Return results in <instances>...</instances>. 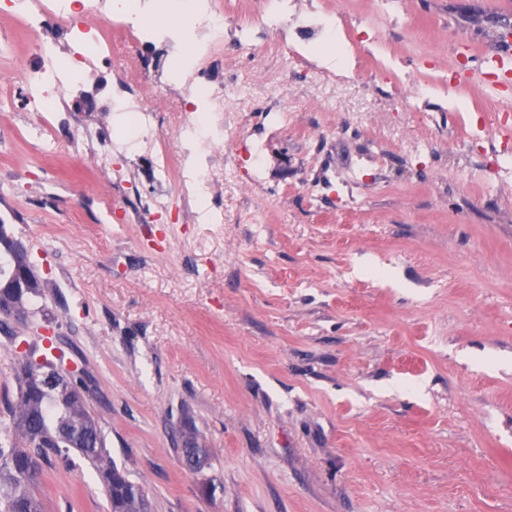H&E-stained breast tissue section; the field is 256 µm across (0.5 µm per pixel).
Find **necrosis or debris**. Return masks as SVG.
Instances as JSON below:
<instances>
[{
	"mask_svg": "<svg viewBox=\"0 0 512 512\" xmlns=\"http://www.w3.org/2000/svg\"><path fill=\"white\" fill-rule=\"evenodd\" d=\"M163 0H0V15H10L29 44L32 66L0 70V87L13 93L14 111L32 113L27 136L44 148L48 130L76 119L109 112L125 113L133 130L129 140L114 141L98 131L76 151L118 185L112 155L134 150L149 157L157 182L166 183L176 168L192 165L195 180L182 197L162 192L143 204L145 214L171 212L177 202L192 203L195 214L210 211L213 194L211 158L224 145V109L236 96L231 83L213 79L225 47L253 50L287 40L294 54L311 63L321 60L323 44L355 45L349 27L327 16L302 11L298 0H268L258 26L230 28L222 0H164L179 19L160 29L150 17ZM232 36H225V29ZM184 56L182 67L167 71L154 84L118 78L127 61L149 68L159 45ZM172 112L173 149H164L156 127L160 113Z\"/></svg>",
	"mask_w": 512,
	"mask_h": 512,
	"instance_id": "necrosis-or-debris-1",
	"label": "necrosis or debris"
}]
</instances>
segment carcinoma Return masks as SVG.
Instances as JSON below:
<instances>
[{
  "label": "carcinoma",
  "mask_w": 512,
  "mask_h": 512,
  "mask_svg": "<svg viewBox=\"0 0 512 512\" xmlns=\"http://www.w3.org/2000/svg\"><path fill=\"white\" fill-rule=\"evenodd\" d=\"M16 265H30L26 251L0 255V280L7 278ZM41 288V281L33 275L28 290L0 294V315L8 319L24 316ZM40 370L31 362L23 364L18 400L6 410L10 425L0 432V512H43L36 492L41 462L67 447L62 437L83 431L92 434V442L77 452L101 478L107 512H150L142 485L112 461L104 448L101 428L85 396L72 393L83 386V381L71 377L60 388L36 389L33 376Z\"/></svg>",
  "instance_id": "carcinoma-1"
}]
</instances>
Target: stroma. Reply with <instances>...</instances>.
I'll list each match as a JSON object with an SVG mask.
<instances>
[{"label": "stroma", "mask_w": 512, "mask_h": 512, "mask_svg": "<svg viewBox=\"0 0 512 512\" xmlns=\"http://www.w3.org/2000/svg\"><path fill=\"white\" fill-rule=\"evenodd\" d=\"M403 2L300 0L374 19L415 80L455 75L415 108L365 53L341 80L284 45L225 50L239 93L215 224L127 222L118 197L101 223L72 147L92 127L42 156L0 98V220L44 285L0 342V417L23 360L84 372L151 512H512V141L494 130L512 79L475 71L512 0ZM112 166L133 198L189 183L158 186L129 153ZM38 494L44 512H107L80 459L43 465Z\"/></svg>", "instance_id": "35a3bbf8"}]
</instances>
